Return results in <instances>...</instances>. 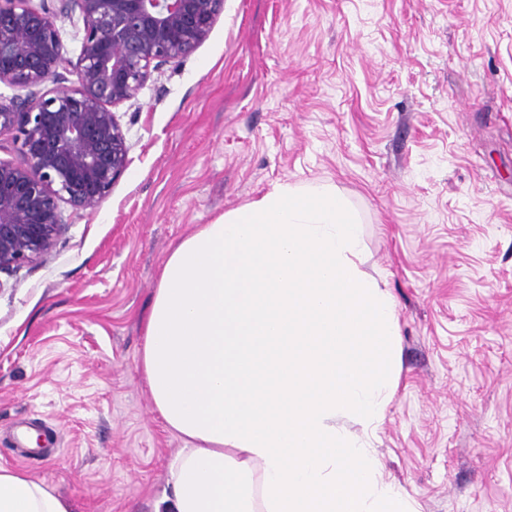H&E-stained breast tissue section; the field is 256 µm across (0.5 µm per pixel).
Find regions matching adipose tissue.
I'll use <instances>...</instances> for the list:
<instances>
[{
  "label": "adipose tissue",
  "mask_w": 512,
  "mask_h": 512,
  "mask_svg": "<svg viewBox=\"0 0 512 512\" xmlns=\"http://www.w3.org/2000/svg\"><path fill=\"white\" fill-rule=\"evenodd\" d=\"M362 262L329 185H277L170 251L141 363L187 446L156 512H413L364 438L391 398L398 331ZM0 512L71 508L0 466Z\"/></svg>",
  "instance_id": "adipose-tissue-1"
}]
</instances>
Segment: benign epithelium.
Listing matches in <instances>:
<instances>
[{"instance_id": "1", "label": "benign epithelium", "mask_w": 512, "mask_h": 512, "mask_svg": "<svg viewBox=\"0 0 512 512\" xmlns=\"http://www.w3.org/2000/svg\"><path fill=\"white\" fill-rule=\"evenodd\" d=\"M224 0H61L79 13L77 60L56 15L32 0H0V137L22 162L0 159V271L46 257L65 225L61 204L97 210L126 169L129 146L112 107L138 96L151 71L179 63L209 36ZM73 68L78 86L46 83Z\"/></svg>"}]
</instances>
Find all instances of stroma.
<instances>
[{"label":"stroma","mask_w":512,"mask_h":512,"mask_svg":"<svg viewBox=\"0 0 512 512\" xmlns=\"http://www.w3.org/2000/svg\"><path fill=\"white\" fill-rule=\"evenodd\" d=\"M224 2L115 107L129 163L102 205L65 207L50 254L0 276V465L71 512H154L184 446L140 367L165 258L322 183L393 299L384 480L416 512H512V0Z\"/></svg>","instance_id":"1"}]
</instances>
